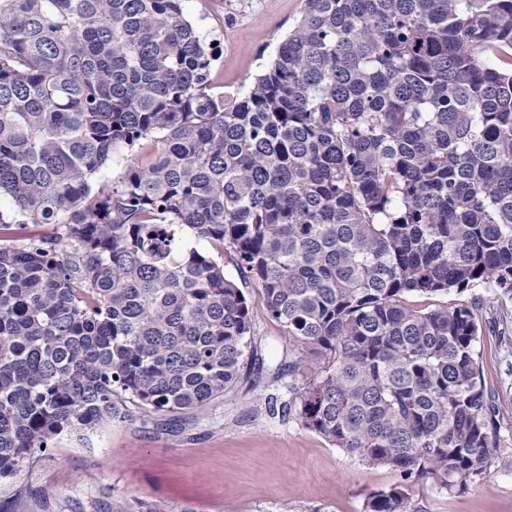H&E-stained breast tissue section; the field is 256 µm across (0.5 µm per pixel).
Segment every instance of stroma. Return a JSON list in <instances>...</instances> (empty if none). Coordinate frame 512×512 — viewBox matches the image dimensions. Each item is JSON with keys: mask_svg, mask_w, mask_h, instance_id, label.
<instances>
[{"mask_svg": "<svg viewBox=\"0 0 512 512\" xmlns=\"http://www.w3.org/2000/svg\"><path fill=\"white\" fill-rule=\"evenodd\" d=\"M305 0H183L189 20L216 42L218 91L247 92L300 19ZM224 271L250 301L262 374L243 370L233 391L205 408L175 415L132 412L93 430L55 436L43 459L0 483V500L35 486L47 507L25 512H364L372 492L401 483L398 471L332 447L294 417L268 412L285 394L277 367L297 355L264 309L258 285ZM476 358L485 391L512 417V351L483 332ZM412 512H512V429H501L485 475L460 494L406 484Z\"/></svg>", "mask_w": 512, "mask_h": 512, "instance_id": "35a3bbf8", "label": "stroma"}]
</instances>
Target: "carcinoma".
<instances>
[{
	"mask_svg": "<svg viewBox=\"0 0 512 512\" xmlns=\"http://www.w3.org/2000/svg\"><path fill=\"white\" fill-rule=\"evenodd\" d=\"M182 0H0V481L63 431L201 409L296 344L279 410L405 481L487 471L478 298L512 301V0H306L246 95ZM125 171L97 183L120 151ZM365 512H410L405 485ZM55 232L54 224H14L10 238L15 243L47 239Z\"/></svg>",
	"mask_w": 512,
	"mask_h": 512,
	"instance_id": "1",
	"label": "carcinoma"
}]
</instances>
